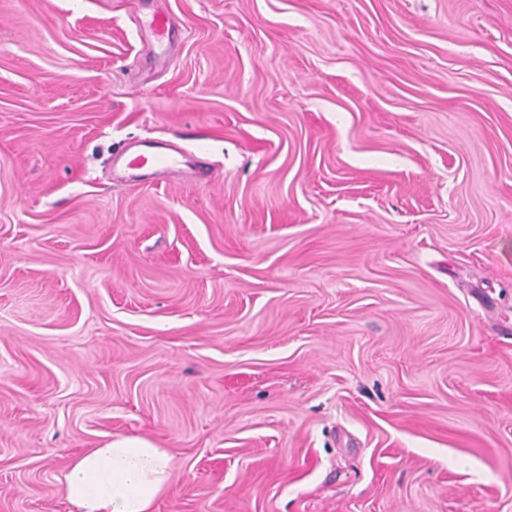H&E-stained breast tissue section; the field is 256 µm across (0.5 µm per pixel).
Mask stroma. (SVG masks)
Wrapping results in <instances>:
<instances>
[{
	"label": "stroma",
	"instance_id": "obj_1",
	"mask_svg": "<svg viewBox=\"0 0 512 512\" xmlns=\"http://www.w3.org/2000/svg\"><path fill=\"white\" fill-rule=\"evenodd\" d=\"M115 435L154 512H512V0H0V512ZM141 29L148 28L159 47H165L170 41L171 31L175 28L173 19L165 13L153 11L143 19L137 18ZM120 163L126 169L142 171V176L163 181L183 166L182 154L161 143L141 142L120 155L112 156V165Z\"/></svg>",
	"mask_w": 512,
	"mask_h": 512
}]
</instances>
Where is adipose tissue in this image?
<instances>
[{
	"label": "adipose tissue",
	"mask_w": 512,
	"mask_h": 512,
	"mask_svg": "<svg viewBox=\"0 0 512 512\" xmlns=\"http://www.w3.org/2000/svg\"><path fill=\"white\" fill-rule=\"evenodd\" d=\"M173 469L169 449L143 436H116L72 461L66 495L78 512H153Z\"/></svg>",
	"instance_id": "obj_1"
}]
</instances>
